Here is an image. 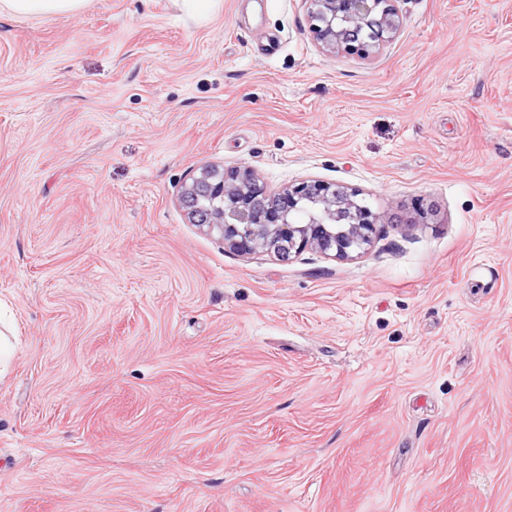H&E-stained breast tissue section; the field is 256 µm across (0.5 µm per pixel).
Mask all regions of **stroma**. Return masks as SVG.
Wrapping results in <instances>:
<instances>
[{
    "mask_svg": "<svg viewBox=\"0 0 512 512\" xmlns=\"http://www.w3.org/2000/svg\"><path fill=\"white\" fill-rule=\"evenodd\" d=\"M399 8L0 16V512H512V0ZM243 166L396 221L238 254L182 196ZM400 0H303L309 29L322 49L368 57L399 29Z\"/></svg>",
    "mask_w": 512,
    "mask_h": 512,
    "instance_id": "35a3bbf8",
    "label": "stroma"
}]
</instances>
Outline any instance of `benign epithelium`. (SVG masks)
Here are the masks:
<instances>
[{"instance_id": "obj_1", "label": "benign epithelium", "mask_w": 512, "mask_h": 512, "mask_svg": "<svg viewBox=\"0 0 512 512\" xmlns=\"http://www.w3.org/2000/svg\"><path fill=\"white\" fill-rule=\"evenodd\" d=\"M309 29L322 49L367 57L399 29V0H303ZM183 202L193 222L223 234L239 254L258 248L281 258L308 248L337 259L360 253L375 227L390 217L359 199V191L307 179L270 192L249 167L206 169L187 186Z\"/></svg>"}]
</instances>
